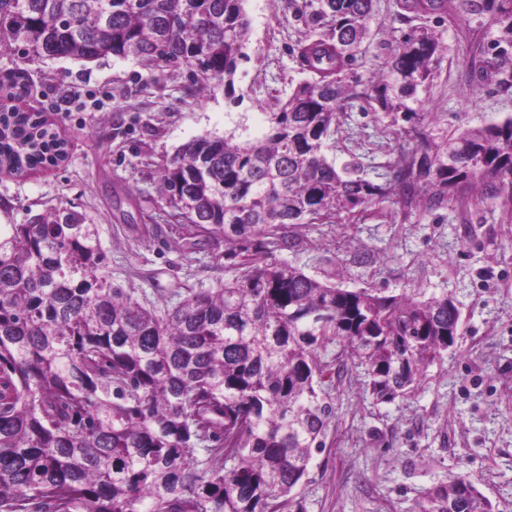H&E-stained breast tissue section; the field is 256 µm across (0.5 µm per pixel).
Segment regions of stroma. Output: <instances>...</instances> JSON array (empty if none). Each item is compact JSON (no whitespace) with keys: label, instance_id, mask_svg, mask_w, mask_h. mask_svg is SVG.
Instances as JSON below:
<instances>
[{"label":"stroma","instance_id":"stroma-1","mask_svg":"<svg viewBox=\"0 0 512 512\" xmlns=\"http://www.w3.org/2000/svg\"><path fill=\"white\" fill-rule=\"evenodd\" d=\"M301 6L246 0L250 33L230 94L194 90L186 73L132 58L24 63L0 49V83L21 70L28 85L25 97L0 103L41 114L67 147L57 165L21 174L0 169V224H24L53 208L82 213L99 227L113 282L159 307L172 303V288H212L234 277L224 243L178 246L180 224L158 193L160 170L200 135L267 132L269 113L303 77L293 52L307 30ZM410 28L396 0H376L356 71L382 73ZM434 30L447 50L432 66L422 129L445 135L512 117V92L479 70L496 31L482 18L465 27L445 20ZM76 85L103 109L70 111L67 95ZM340 123L331 156L340 165L360 158L372 179L413 147L409 122L361 101L341 111ZM288 234L298 245L277 251V259L310 276L352 290L446 296L461 312L454 346L408 396L376 402L360 367L327 373L325 446L288 512H411L452 475L471 480L494 512H512V196L469 189L432 210L393 197L364 214L299 224Z\"/></svg>","mask_w":512,"mask_h":512}]
</instances>
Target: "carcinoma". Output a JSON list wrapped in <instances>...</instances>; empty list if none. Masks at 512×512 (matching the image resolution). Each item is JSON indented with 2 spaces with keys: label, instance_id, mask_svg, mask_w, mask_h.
<instances>
[{
  "label": "carcinoma",
  "instance_id": "obj_1",
  "mask_svg": "<svg viewBox=\"0 0 512 512\" xmlns=\"http://www.w3.org/2000/svg\"><path fill=\"white\" fill-rule=\"evenodd\" d=\"M245 0H0V46L27 62L133 57L209 91L248 41ZM402 18L480 16L500 36L481 72L512 79V0H397ZM297 45L307 76L269 115L261 138L201 135L163 170L159 195L185 243L224 239L240 276L176 288L157 308L112 283L98 225L56 209L0 224V512H285L325 447L332 407L320 392L336 345L365 368L379 402L416 390L456 342L460 312L419 299L341 288L273 257L296 246L289 224L332 223L396 196L441 205L464 188L512 186V118L437 142L415 127L411 156L377 183L327 155L336 112L355 99L410 121L447 47L426 26L402 38L383 76L353 71L374 0H309ZM35 113L0 109V167L65 160ZM414 512H492L466 477L427 490Z\"/></svg>",
  "mask_w": 512,
  "mask_h": 512
}]
</instances>
